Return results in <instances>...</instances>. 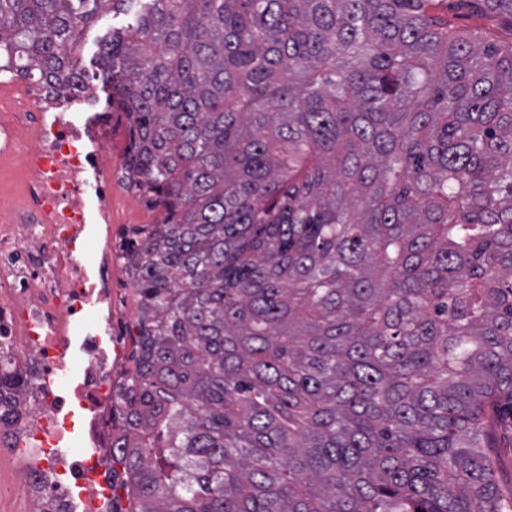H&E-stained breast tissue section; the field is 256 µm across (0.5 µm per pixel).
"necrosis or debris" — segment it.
Listing matches in <instances>:
<instances>
[{"mask_svg": "<svg viewBox=\"0 0 512 512\" xmlns=\"http://www.w3.org/2000/svg\"><path fill=\"white\" fill-rule=\"evenodd\" d=\"M27 175L22 201L0 210V369L19 386L0 400L7 497L26 512H110L112 426L135 344L128 263L112 226V132L79 124L64 103L0 81V164ZM88 445L74 454L72 444Z\"/></svg>", "mask_w": 512, "mask_h": 512, "instance_id": "obj_1", "label": "necrosis or debris"}]
</instances>
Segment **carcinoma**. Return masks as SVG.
<instances>
[{
	"instance_id": "obj_1",
	"label": "carcinoma",
	"mask_w": 512,
	"mask_h": 512,
	"mask_svg": "<svg viewBox=\"0 0 512 512\" xmlns=\"http://www.w3.org/2000/svg\"><path fill=\"white\" fill-rule=\"evenodd\" d=\"M103 4L165 212L130 251L129 512H509L512 42L435 0H0V70L79 88ZM490 428L495 439L494 455L498 462L499 481L502 487H512V416L510 404H504L492 417Z\"/></svg>"
}]
</instances>
